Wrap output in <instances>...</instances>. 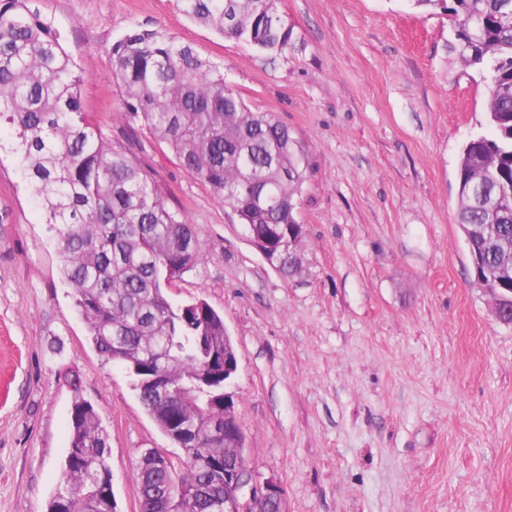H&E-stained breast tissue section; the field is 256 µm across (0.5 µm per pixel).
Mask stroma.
<instances>
[{"label":"stroma","instance_id":"1","mask_svg":"<svg viewBox=\"0 0 512 512\" xmlns=\"http://www.w3.org/2000/svg\"><path fill=\"white\" fill-rule=\"evenodd\" d=\"M82 75V103L152 174L207 245L170 298L224 318L226 386L248 467L288 512H512V324L472 281L456 222L461 151L486 135L488 84L452 18L413 0H280L295 26L269 59L176 0H44ZM159 28L221 65L250 107L309 150L304 272L282 276L234 211L143 126L120 119L111 48ZM109 435L118 512H138L146 448H180L102 358L60 272L54 232L0 141V512H48L75 398Z\"/></svg>","mask_w":512,"mask_h":512}]
</instances>
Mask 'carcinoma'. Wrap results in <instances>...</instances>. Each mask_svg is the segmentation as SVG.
<instances>
[{
	"label": "carcinoma",
	"mask_w": 512,
	"mask_h": 512,
	"mask_svg": "<svg viewBox=\"0 0 512 512\" xmlns=\"http://www.w3.org/2000/svg\"><path fill=\"white\" fill-rule=\"evenodd\" d=\"M189 19L284 55L294 26L277 0H178ZM451 12L466 67L485 74L490 137L467 142L459 160L458 223L472 230L486 288H511L512 0H415ZM43 0H0V125L55 232L61 273L91 340L132 373L134 390L164 432L187 430L183 459H153L137 475L139 512H214L224 495V457L211 437L224 424V319L203 299L174 302L166 283L195 270L206 243L168 206L150 172L112 145L81 103L82 77ZM112 76L124 90L120 116L140 122L182 168L208 184L240 223L263 232L295 223L309 166L306 146L275 112L251 108L224 69L166 33L136 26L112 45ZM499 194L495 218L471 193ZM262 186L274 208L254 198ZM161 382L191 398H161ZM108 434L94 406L73 405L70 442L50 512H113Z\"/></svg>",
	"instance_id": "obj_1"
}]
</instances>
